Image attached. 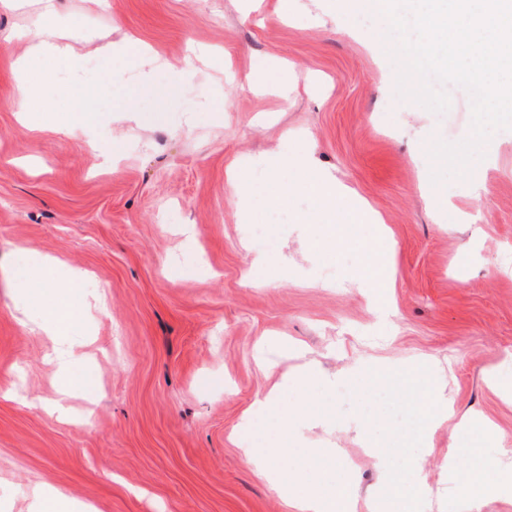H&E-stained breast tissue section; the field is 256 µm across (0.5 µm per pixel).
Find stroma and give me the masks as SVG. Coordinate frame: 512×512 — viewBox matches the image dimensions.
Masks as SVG:
<instances>
[{
  "label": "stroma",
  "instance_id": "1",
  "mask_svg": "<svg viewBox=\"0 0 512 512\" xmlns=\"http://www.w3.org/2000/svg\"><path fill=\"white\" fill-rule=\"evenodd\" d=\"M47 24L80 60L64 81L95 92L93 119L67 133L51 85L31 122L18 117V64ZM361 27L376 33L372 45L355 38ZM128 36L125 57L105 60L103 46ZM391 45L371 10L346 15L330 0H297L288 17L276 0H58L50 19L38 0H0V512H33L46 486L93 512H292L235 434L268 396L257 432L274 436L294 403L281 378L307 365L345 374L349 395L306 397L297 440L309 453L275 462L281 482L348 481L354 512H367L384 472L415 455L447 490L446 512H462L450 474L470 471V450L452 468L447 432L426 446L420 379L498 428L481 450L487 479L512 460V400L488 375L512 380V130L492 136L468 178L421 186L430 141L469 136L471 100L447 85L442 118L400 99ZM143 47L161 59L147 72L130 63ZM271 61L295 79L287 98L241 85ZM300 134L316 169L385 221L395 242L387 315L348 287L353 250L325 259L308 249L300 224L318 210L302 188L288 223H266L306 175L266 170L246 209L233 201L228 167H259ZM44 256L58 259L55 291L80 312L74 336L89 340L66 416L52 410L63 395L38 327L42 285L31 282L27 305L14 289ZM259 256L279 264L271 286L246 281ZM372 358L417 374L353 376Z\"/></svg>",
  "mask_w": 512,
  "mask_h": 512
}]
</instances>
